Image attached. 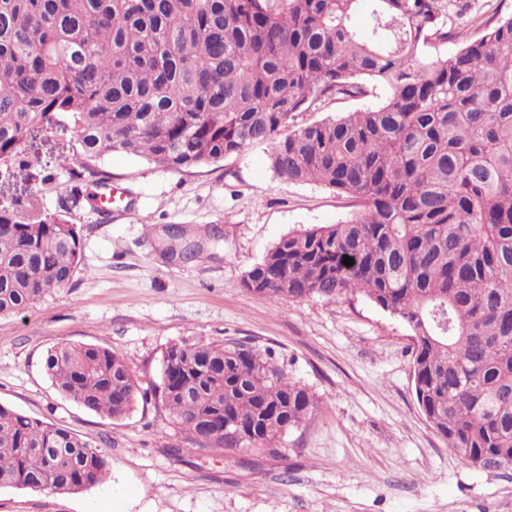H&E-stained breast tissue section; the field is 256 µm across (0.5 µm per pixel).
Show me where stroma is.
<instances>
[{
    "label": "stroma",
    "instance_id": "obj_1",
    "mask_svg": "<svg viewBox=\"0 0 512 512\" xmlns=\"http://www.w3.org/2000/svg\"><path fill=\"white\" fill-rule=\"evenodd\" d=\"M71 115L35 130L25 160L36 180L0 167V203L39 192L44 213L75 224L82 264L68 288L0 318V405L54 423L106 453V481L75 494L0 489V512H512V471L465 466L423 416L414 394L405 323L362 294L272 304L242 286L284 235L349 220L346 198L277 178L270 145L174 171L104 155L111 213L72 181ZM198 247L172 255L171 228ZM186 338L273 348L318 398L283 452L202 449L161 404L124 418L63 397L43 361L54 344L100 345L130 366L142 390L161 377L166 350Z\"/></svg>",
    "mask_w": 512,
    "mask_h": 512
}]
</instances>
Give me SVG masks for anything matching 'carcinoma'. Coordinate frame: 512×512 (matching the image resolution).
I'll return each instance as SVG.
<instances>
[{
	"label": "carcinoma",
	"mask_w": 512,
	"mask_h": 512,
	"mask_svg": "<svg viewBox=\"0 0 512 512\" xmlns=\"http://www.w3.org/2000/svg\"><path fill=\"white\" fill-rule=\"evenodd\" d=\"M369 4L370 23L352 18ZM453 0H0V165L28 133L70 114L72 179L125 153L183 171L269 143L284 180L354 201L339 224L281 237L245 291L336 300L356 291L412 333L425 419L463 463L512 459V14L477 25L453 55ZM425 47L436 56L423 63ZM376 104L293 128L318 101ZM353 258L346 266L344 257ZM78 231L41 198L0 204V317L67 287ZM44 368L59 392L112 419L146 399L125 360L59 342ZM202 447L281 453L318 406L272 350L184 339L154 387ZM106 454L70 431L0 405V489L80 492L109 474Z\"/></svg>",
	"instance_id": "1"
}]
</instances>
